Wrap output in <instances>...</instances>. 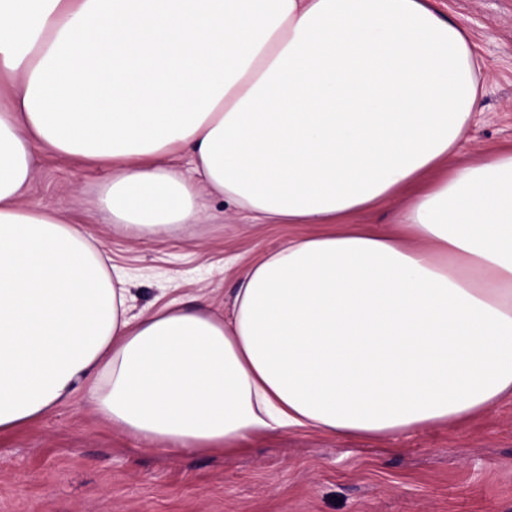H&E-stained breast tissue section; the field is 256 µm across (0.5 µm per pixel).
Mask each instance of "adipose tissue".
Instances as JSON below:
<instances>
[{"mask_svg":"<svg viewBox=\"0 0 512 512\" xmlns=\"http://www.w3.org/2000/svg\"><path fill=\"white\" fill-rule=\"evenodd\" d=\"M476 64L429 0H0V432L82 390L173 452L512 398V151L451 163ZM39 149L108 168L97 214L134 237L210 194L315 230L250 264L229 313L135 314L86 225L20 202ZM403 193L390 230L355 224Z\"/></svg>","mask_w":512,"mask_h":512,"instance_id":"adipose-tissue-1","label":"adipose tissue"}]
</instances>
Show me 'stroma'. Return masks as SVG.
I'll list each match as a JSON object with an SVG mask.
<instances>
[{
  "label": "stroma",
  "mask_w": 512,
  "mask_h": 512,
  "mask_svg": "<svg viewBox=\"0 0 512 512\" xmlns=\"http://www.w3.org/2000/svg\"><path fill=\"white\" fill-rule=\"evenodd\" d=\"M465 27L486 79L484 110L454 161L512 150V0H435ZM23 202L89 222L102 170L50 151L33 158ZM190 230L136 239L90 231L131 276L135 311L206 294L229 311L243 271L307 224H239L223 199ZM0 512H512V399L448 425L371 441L315 431L257 436L248 449L167 454L114 427L83 392L0 434Z\"/></svg>",
  "instance_id": "35a3bbf8"
}]
</instances>
